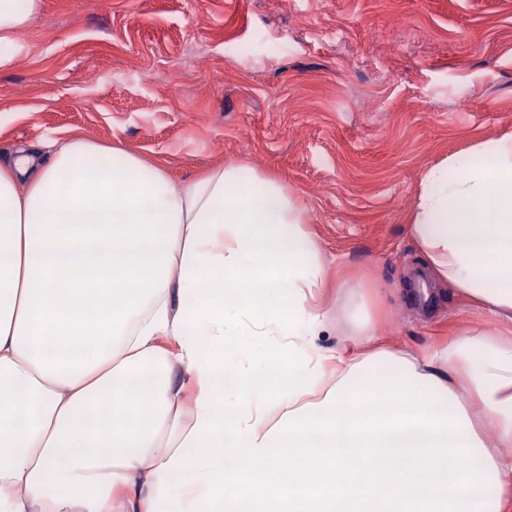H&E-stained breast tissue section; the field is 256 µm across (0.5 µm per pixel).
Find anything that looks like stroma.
I'll return each mask as SVG.
<instances>
[{"instance_id": "35a3bbf8", "label": "stroma", "mask_w": 512, "mask_h": 512, "mask_svg": "<svg viewBox=\"0 0 512 512\" xmlns=\"http://www.w3.org/2000/svg\"><path fill=\"white\" fill-rule=\"evenodd\" d=\"M0 66V156L74 130L173 183L240 165L306 209L415 355L490 319L423 270L425 172L512 131V0H43Z\"/></svg>"}]
</instances>
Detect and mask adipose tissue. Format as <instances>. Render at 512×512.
<instances>
[{"label":"adipose tissue","mask_w":512,"mask_h":512,"mask_svg":"<svg viewBox=\"0 0 512 512\" xmlns=\"http://www.w3.org/2000/svg\"><path fill=\"white\" fill-rule=\"evenodd\" d=\"M42 0H0V65ZM428 170L408 233L502 327L320 345L295 194L182 185L79 136L0 159V512H512V133ZM468 459L466 468L455 465Z\"/></svg>","instance_id":"1"}]
</instances>
